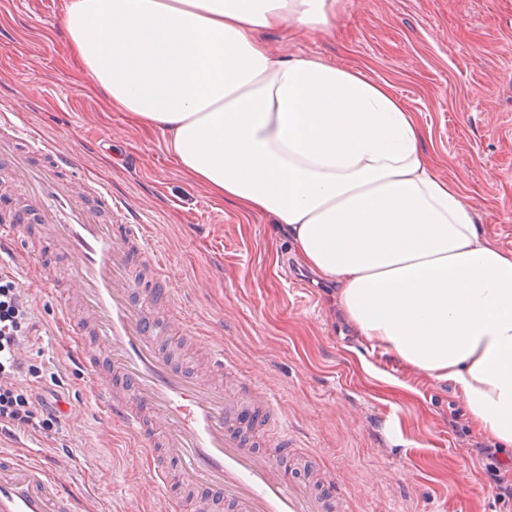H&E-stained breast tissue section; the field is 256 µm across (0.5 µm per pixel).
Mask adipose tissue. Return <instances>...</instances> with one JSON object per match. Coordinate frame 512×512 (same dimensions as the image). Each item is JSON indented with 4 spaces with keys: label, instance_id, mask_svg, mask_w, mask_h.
Listing matches in <instances>:
<instances>
[{
    "label": "adipose tissue",
    "instance_id": "obj_1",
    "mask_svg": "<svg viewBox=\"0 0 512 512\" xmlns=\"http://www.w3.org/2000/svg\"><path fill=\"white\" fill-rule=\"evenodd\" d=\"M339 3L65 0V30L82 81L158 132L184 177L272 216L357 335L512 446V251L436 174L389 84L264 38L328 28Z\"/></svg>",
    "mask_w": 512,
    "mask_h": 512
}]
</instances>
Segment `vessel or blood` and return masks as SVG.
Here are the masks:
<instances>
[{"instance_id":"obj_1","label":"vessel or blood","mask_w":512,"mask_h":512,"mask_svg":"<svg viewBox=\"0 0 512 512\" xmlns=\"http://www.w3.org/2000/svg\"><path fill=\"white\" fill-rule=\"evenodd\" d=\"M0 160L9 161L25 189L46 174L25 163L18 149L71 170L75 156L66 139H43L0 114ZM96 205L78 200L60 186L44 202L29 203L33 217L66 263L59 284L63 302L78 299L82 321L63 312V331L74 344L70 357L89 371L107 410L109 423L137 441L151 460L152 480L168 481L165 458L179 460V477L221 494L234 512H324L309 486L288 481L280 462L254 448L237 423L241 394L225 390L221 376L237 374L223 347L212 348L214 380L203 382L176 368L158 338L169 322L185 320L181 288L170 275L162 252L140 224L105 223L102 212L124 209L106 187L95 190ZM95 336L104 354L93 360L85 336ZM0 512H75L72 480L63 472L10 459L0 464Z\"/></svg>"}]
</instances>
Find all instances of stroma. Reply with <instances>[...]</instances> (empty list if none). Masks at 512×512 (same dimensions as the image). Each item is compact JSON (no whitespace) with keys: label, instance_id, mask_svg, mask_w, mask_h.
I'll return each instance as SVG.
<instances>
[{"label":"stroma","instance_id":"obj_1","mask_svg":"<svg viewBox=\"0 0 512 512\" xmlns=\"http://www.w3.org/2000/svg\"><path fill=\"white\" fill-rule=\"evenodd\" d=\"M266 41L283 56H318L361 68L397 96L429 130L424 148L439 176L477 205L478 221L512 250V0H342L334 26ZM61 0H0V111L49 138H67L78 161L77 194L107 184L125 201L113 223L151 226L181 283L187 328L166 350L208 377L209 350L221 339L243 376L274 393L288 433L256 439L279 453L288 477L326 496L331 512H512L497 488L512 485V447L487 467L478 448L490 439L469 425L451 386L401 389L411 373L372 354L344 322L336 288L298 265L272 217L247 213L188 181L159 134L129 123L68 68ZM5 260L28 293L38 332L28 349L45 390L64 380L56 431L20 432L0 453L69 468L82 512H229L208 489L157 487L148 460L130 455L129 437L104 427L89 373L70 363L53 289L41 282L56 266L52 242L36 222L13 227ZM380 371L373 378L361 369ZM397 386L384 384V377ZM322 451L312 466L307 451Z\"/></svg>","mask_w":512,"mask_h":512}]
</instances>
